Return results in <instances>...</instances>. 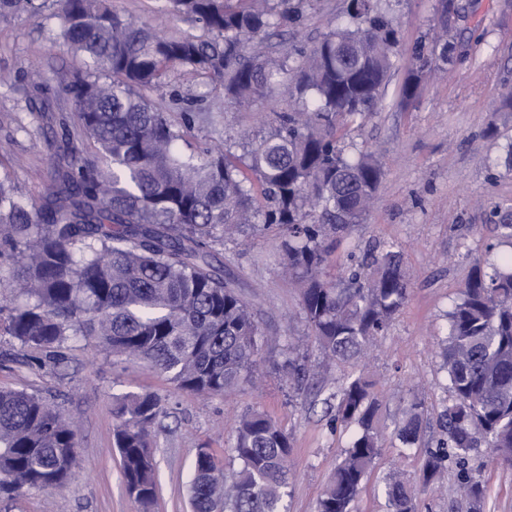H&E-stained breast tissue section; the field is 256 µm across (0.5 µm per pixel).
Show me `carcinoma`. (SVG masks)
I'll use <instances>...</instances> for the list:
<instances>
[{
  "instance_id": "obj_1",
  "label": "carcinoma",
  "mask_w": 512,
  "mask_h": 512,
  "mask_svg": "<svg viewBox=\"0 0 512 512\" xmlns=\"http://www.w3.org/2000/svg\"><path fill=\"white\" fill-rule=\"evenodd\" d=\"M202 24L208 38L161 34L126 18L110 0H0V17L55 10L60 36L89 60L63 87L72 112L56 118L66 145L51 186L39 200L0 176V271L14 298L0 305V335L58 361L80 336L104 352L138 358L170 375L182 390L215 394L253 371L262 327L252 304L224 278L213 247L249 231L285 236L282 259L302 285L305 319L326 357L358 362L387 333L411 283L394 244H376L325 274V240L363 221L383 180L372 154L352 156L342 128L379 108L399 44L397 22L379 0L348 8L297 63L251 48L278 20L297 19L291 0H169ZM403 100L420 73L455 62V46L419 42ZM185 67L224 88V103L244 108L293 79L288 96L301 112H280L265 135H239L242 154L212 143L184 153L194 112L174 120L152 99L172 67ZM512 119V92L486 135ZM93 157L77 154L74 133ZM492 223L512 242V203L493 205ZM448 378L440 424L447 439L427 451L424 481L456 474L467 512H486L482 481L469 468L482 446L512 467V253L475 265L448 312L442 349ZM288 373L301 383L308 357L288 344ZM374 383L360 374L336 394V421L357 430L318 502L317 512H351L381 454ZM163 408L154 393L133 394L113 408L114 445L131 497L150 512L156 496L152 439ZM424 400L413 397L397 429L404 448L421 441ZM76 433L65 410L40 392L0 388V498L56 488L74 476ZM288 435L265 413L242 415L233 444L239 468L226 483L215 458L199 450L191 484L193 512H280L288 495ZM390 512H419L414 486L391 475Z\"/></svg>"
}]
</instances>
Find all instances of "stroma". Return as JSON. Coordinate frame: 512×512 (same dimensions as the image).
I'll return each instance as SVG.
<instances>
[{"mask_svg":"<svg viewBox=\"0 0 512 512\" xmlns=\"http://www.w3.org/2000/svg\"><path fill=\"white\" fill-rule=\"evenodd\" d=\"M349 0H303L299 19L284 24L288 43L310 50L338 20ZM114 9L143 19L158 32L203 35L200 24L174 13L168 0H112ZM399 24L395 66L378 110L346 139L351 151L368 150L384 167L378 199L362 223L331 243L329 276L350 255L378 242L399 247L413 284L386 336L361 364L330 361L316 345L308 361L318 370L305 387L293 385L282 362L289 340L310 336L298 287L282 272L281 240L273 233L241 236L216 246L225 276L254 306L267 335L251 379L207 398L178 389L168 374L144 363L107 355L93 337L70 344L65 360L43 370L13 359L15 348L0 336V387L55 394L76 424L75 474L63 487L23 492L0 503V512H141L128 495L121 459L113 446L112 410L133 393L157 394L164 408L156 433L157 498L151 512H191L190 482L199 449H207L225 471L237 470L234 429L245 413L272 418L291 442L285 512H316L317 503L356 428L335 423L336 392L349 377L366 373L379 399L382 453L352 504V512H387L385 478L401 473L415 485L423 512H466L455 475L424 485L425 450L443 432L438 415L448 397L439 345L448 333L447 313L475 263L496 262L512 245L487 228L491 203H512V174L493 176L490 164L504 139L485 129L512 90V0H454L447 30H440L442 0H383ZM52 12L37 17L0 18V173H9L29 198H39L53 179L52 158L61 141L52 128L69 112L62 92L71 72L81 67L58 38ZM454 38L453 65L431 67L420 88L403 102L401 88L413 68L418 41L435 44L442 33ZM170 111L221 109V124L197 123L189 136L199 148L214 138L233 143L239 130L262 134L276 113L295 109L287 93L276 91L250 109L225 106L224 91L210 79L172 68L166 78ZM42 83L49 91L32 97ZM428 408L422 445L400 447L395 438L411 397ZM470 466L483 481L489 512H512V467L499 465L482 448Z\"/></svg>","mask_w":512,"mask_h":512,"instance_id":"35a3bbf8","label":"stroma"}]
</instances>
